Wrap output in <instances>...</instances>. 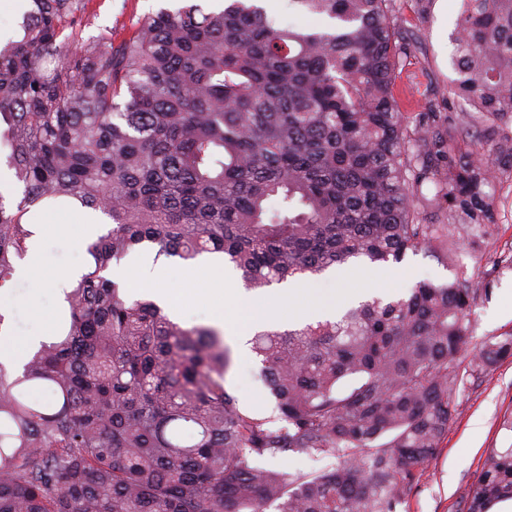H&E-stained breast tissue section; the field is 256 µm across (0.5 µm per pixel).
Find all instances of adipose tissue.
Masks as SVG:
<instances>
[{"instance_id":"adipose-tissue-1","label":"adipose tissue","mask_w":512,"mask_h":512,"mask_svg":"<svg viewBox=\"0 0 512 512\" xmlns=\"http://www.w3.org/2000/svg\"><path fill=\"white\" fill-rule=\"evenodd\" d=\"M222 258H206L201 267L188 270V288L173 293L165 285L166 273L161 266L144 261L138 265L117 270L118 278L135 287L151 288L161 303L171 312L207 297L211 319L215 324L232 327L239 343H246L247 329L261 324L266 313L261 300H241L229 278L223 272ZM22 281H42L49 285L52 295L48 302L32 298L25 290L17 289L0 295V313L8 315L10 322L0 330V357L19 359L35 349L41 340L52 335L55 315L65 279L51 272L40 258L30 260L19 273Z\"/></svg>"}]
</instances>
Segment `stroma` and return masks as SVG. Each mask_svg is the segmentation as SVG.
Masks as SVG:
<instances>
[{
	"instance_id": "35a3bbf8",
	"label": "stroma",
	"mask_w": 512,
	"mask_h": 512,
	"mask_svg": "<svg viewBox=\"0 0 512 512\" xmlns=\"http://www.w3.org/2000/svg\"><path fill=\"white\" fill-rule=\"evenodd\" d=\"M160 6V0H88L86 31L97 34L108 30L113 41H120L134 31L145 15ZM397 7L403 20L401 35L415 45L414 52L400 61L402 109L417 112L431 101L439 111H447L454 77L450 37L462 0H432L425 10L418 8L416 0H397ZM30 252L41 255L45 265L56 272L66 271L73 265L84 270L90 266L86 250L75 249L67 234H42ZM369 268V263L354 260L322 274L297 279L294 285L351 290V297L336 299L335 312L340 315L360 298H389L410 291L422 281L444 284L463 270L490 286L489 293L479 300L471 315V347L512 332V211L488 227L480 245L459 242L452 260L424 252L410 253L401 263L380 266L379 271L387 280L377 285L365 277ZM242 295L267 300L271 318L264 327L268 330L295 329L319 320L317 310L309 303L299 307L296 314H289L287 300L271 287L258 291L246 288ZM470 359L467 353L459 359V370L468 379L459 396L458 414L449 425L441 447L425 464L419 485L402 512H463L462 491L479 472L485 450L512 446V430L502 425L504 419L512 417V358L474 376L469 373ZM225 384L238 395L245 409L260 416H272L273 402L259 377L254 357L233 352Z\"/></svg>"
}]
</instances>
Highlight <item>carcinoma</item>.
I'll return each instance as SVG.
<instances>
[{
  "mask_svg": "<svg viewBox=\"0 0 512 512\" xmlns=\"http://www.w3.org/2000/svg\"><path fill=\"white\" fill-rule=\"evenodd\" d=\"M179 0L119 43L86 36L87 0H33L0 46V140L23 187L0 193V288L70 202L112 228L65 292L58 333L20 374L0 363V512H401L457 411V361L486 285L463 270L331 321L262 330L252 351L276 415L226 387L218 332L185 326L105 276L136 249L191 264L218 253L259 290L353 258L399 264L512 205V0H462L460 118L403 112L396 0ZM512 357V333L471 372ZM52 399L33 404L28 387ZM337 458L315 473L267 462ZM466 512L512 500V447L489 448ZM289 0H277V2H268L269 14L271 17L277 22L283 24L281 22V18H284L288 21V17L290 18V23L283 25H310L313 23L314 19L312 16L307 14H301L293 9L292 6H288Z\"/></svg>",
  "mask_w": 512,
  "mask_h": 512,
  "instance_id": "carcinoma-1",
  "label": "carcinoma"
}]
</instances>
